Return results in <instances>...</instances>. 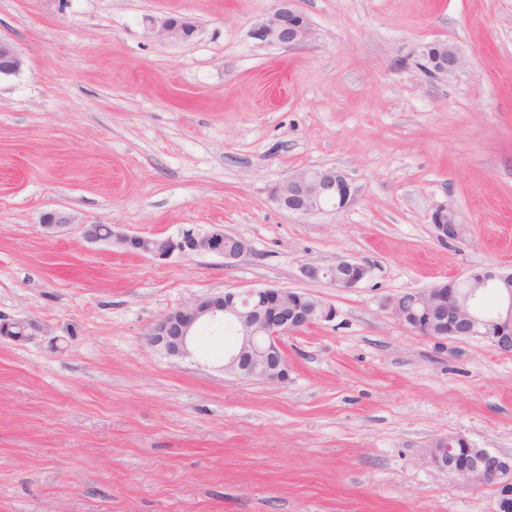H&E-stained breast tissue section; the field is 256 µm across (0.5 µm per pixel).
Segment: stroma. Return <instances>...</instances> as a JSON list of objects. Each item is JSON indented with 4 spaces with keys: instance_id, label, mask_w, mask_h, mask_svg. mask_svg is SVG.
<instances>
[{
    "instance_id": "obj_1",
    "label": "stroma",
    "mask_w": 512,
    "mask_h": 512,
    "mask_svg": "<svg viewBox=\"0 0 512 512\" xmlns=\"http://www.w3.org/2000/svg\"><path fill=\"white\" fill-rule=\"evenodd\" d=\"M274 0H0L22 70L0 78V512H494L430 466L460 434L512 455V355L426 339L389 298L512 267V0H295L312 40L260 43ZM192 18L159 42L149 15ZM462 63L437 79L429 42ZM334 167L355 196L299 217L272 188ZM452 205L464 242H439ZM168 237L223 225L250 251L159 263L48 234L45 211ZM364 262L348 291L305 263ZM276 287L335 306L288 335L287 383L148 342L191 296ZM418 64L429 75L448 78L461 65V57L452 45L444 42L429 43L418 52ZM431 224L437 240L441 242L461 243L465 240V226L461 224L458 213L451 205H443L431 214Z\"/></svg>"
}]
</instances>
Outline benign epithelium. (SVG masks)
I'll list each match as a JSON object with an SVG mask.
<instances>
[{"mask_svg":"<svg viewBox=\"0 0 512 512\" xmlns=\"http://www.w3.org/2000/svg\"><path fill=\"white\" fill-rule=\"evenodd\" d=\"M150 35L160 42L191 39L195 25L188 19L161 14L147 18ZM308 19L293 5V0H276L274 8L251 30L253 39L264 44L296 46L313 38ZM419 66L429 75L446 78L461 65V57L452 45L429 43L418 52ZM23 58L15 43L0 37V77L21 71ZM354 190L340 171L302 169L275 185L272 198L278 207L306 217L332 206L344 209ZM50 234L62 233L74 225L64 209L46 212L41 220ZM437 240L462 243L465 226L451 205H443L431 214ZM83 239L105 241L125 252L165 261L173 255L214 254L234 261L250 251L248 243L232 235L221 225L199 232L187 229L176 237L159 238L110 228L107 238L93 224H79ZM333 267L343 275L331 277L327 269L315 264L301 266L307 280L328 279L338 290L357 287L369 275L367 265L354 259H340ZM443 291L434 286L413 291L414 304L396 296L388 302L392 315L414 335L429 339L479 337L504 354L512 353V273L500 267L476 266L449 281ZM336 319L335 306L304 294L282 288L227 290L220 294L194 295L180 307L162 315L150 331V345L169 355L188 356L195 331L205 324L231 320L237 336L224 357V372L269 383L288 382L290 364L284 338L318 322ZM427 462L448 473V477L467 488L489 485L496 498L495 512H512V455L487 448H475L461 435L450 434L433 441L426 451Z\"/></svg>","mask_w":512,"mask_h":512,"instance_id":"benign-epithelium-1","label":"benign epithelium"}]
</instances>
